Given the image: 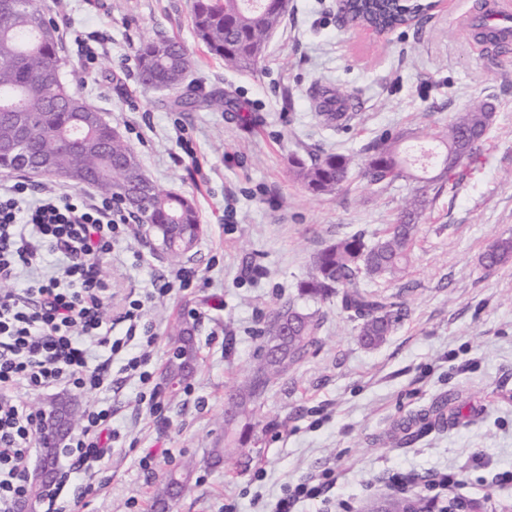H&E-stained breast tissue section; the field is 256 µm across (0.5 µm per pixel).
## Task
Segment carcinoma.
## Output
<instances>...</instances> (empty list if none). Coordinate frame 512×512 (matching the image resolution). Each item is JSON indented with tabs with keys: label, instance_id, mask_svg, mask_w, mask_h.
<instances>
[{
	"label": "carcinoma",
	"instance_id": "cac0c4a2",
	"mask_svg": "<svg viewBox=\"0 0 512 512\" xmlns=\"http://www.w3.org/2000/svg\"><path fill=\"white\" fill-rule=\"evenodd\" d=\"M340 21L346 25L385 31L424 17L429 4L421 0H342ZM0 12L10 16L9 25L0 30V113L9 106L31 118L27 125L26 145L32 162L52 158L42 171L47 177L69 182L75 180L73 155L62 150L57 136L69 129L81 131L94 146L81 161L83 168L97 175L94 187L104 196L119 198L122 186L142 184L146 210H136L139 222L149 225L158 246L171 261L178 262L195 247L204 228L200 224L193 198L165 189L148 178L135 149L117 129L95 115V109L66 81L59 79L40 95H23L21 90L36 81L41 69L65 66L59 54L55 29L40 14L37 0H0ZM288 14L285 0H193L194 36L208 54L238 71H253L264 59L268 41ZM138 79L146 87L175 94L172 104L184 110L205 106L224 112L232 106L222 95L178 93L187 74L195 66L192 53L179 41L157 35L134 49ZM346 97L329 89L317 91L315 109L334 121L333 104H344ZM493 118V106L485 103L467 112L457 113L442 130L433 133L446 152L439 156V175L420 178L423 186L388 225L383 238L369 242L362 233L327 245L312 262V273L299 285L302 295L322 302L336 298L357 323L361 342L376 348L401 320L404 303L392 295L362 289L361 281L396 276L407 263L419 232V219L429 205L432 183L456 180V168L464 160L480 154ZM404 136H385L364 149L360 176L371 185H389L399 179L413 178L426 170L425 160L401 149ZM352 157L343 153L315 155L310 162H294V172L316 194L333 193L349 180ZM512 257V238L492 245L482 256L487 268H495ZM322 318L306 313L291 301L274 309L267 321V336L262 353L246 380L229 392L237 400V417L224 430V447L214 448L211 463L224 460V452L244 442L251 429L256 404L267 387L288 368L301 362L317 342ZM196 326L184 323L175 329L174 345L178 355L168 360L166 373L171 385L188 377L196 359ZM423 499L393 498L384 503L390 512H425Z\"/></svg>",
	"mask_w": 512,
	"mask_h": 512
}]
</instances>
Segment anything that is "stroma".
Segmentation results:
<instances>
[{"label": "stroma", "mask_w": 512, "mask_h": 512, "mask_svg": "<svg viewBox=\"0 0 512 512\" xmlns=\"http://www.w3.org/2000/svg\"><path fill=\"white\" fill-rule=\"evenodd\" d=\"M480 2L442 0L425 22L377 34L341 24L336 0H289L252 72L228 69L196 43L192 0H60L59 13H47L74 34L58 43L65 80L124 135L152 181L194 198L204 226L182 262L196 273L191 287L147 308L164 410L146 413L132 380L101 396L118 440L77 512H151L176 466L194 477L170 512H270L285 488L325 472L334 479L327 499L300 502L298 512H366L401 493L433 497L420 484L400 489L392 475L440 471L463 480L456 495L474 512H512V483L499 481L512 472V260L481 263L492 244L512 237V53L494 51L466 26ZM158 33L193 53L188 82L198 94L227 93L240 111L177 109L168 94L145 89L132 51ZM82 43L99 53L84 73ZM326 87L354 105L341 123L327 124L314 108V93ZM486 101L495 112L478 161L462 163L457 182L435 194L405 270L374 283L400 295L405 311L384 343L366 348L339 301L317 303L297 285L330 242L381 233L416 184L380 188L355 174L342 190L317 195L288 159H359L385 134L431 133ZM181 136L194 163L176 159ZM100 266L113 291L101 312L121 337L127 300L171 264L146 233L120 242ZM290 300L322 315L318 342L262 396L245 447L210 467V450L224 444L226 395L255 365L269 313ZM186 321L197 326V360L172 390L165 367L173 330ZM149 452L156 464L146 471L139 459Z\"/></svg>", "instance_id": "stroma-1"}]
</instances>
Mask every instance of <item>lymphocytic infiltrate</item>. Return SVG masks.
Segmentation results:
<instances>
[{"instance_id":"f902f5d3","label":"lymphocytic infiltrate","mask_w":512,"mask_h":512,"mask_svg":"<svg viewBox=\"0 0 512 512\" xmlns=\"http://www.w3.org/2000/svg\"><path fill=\"white\" fill-rule=\"evenodd\" d=\"M137 234L131 214L90 190L12 175L0 182V512H11L25 495L20 474L39 438L22 393L60 386L110 392L117 357L127 379L143 386L152 379L147 350L156 336L146 304L174 287H189L190 279L180 268L167 272L156 293L130 302L126 333L113 336L101 313L112 292L100 260ZM51 256L56 262L48 274L17 287L23 270L40 268ZM95 347L101 360L92 357ZM111 421L110 409L90 405L65 447L72 465L60 474V487L82 484L105 459L116 437Z\"/></svg>"}]
</instances>
